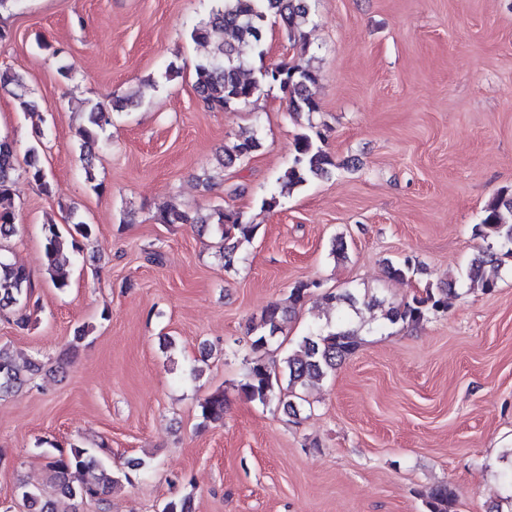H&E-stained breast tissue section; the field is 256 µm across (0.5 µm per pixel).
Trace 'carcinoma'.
<instances>
[{
    "instance_id": "obj_1",
    "label": "carcinoma",
    "mask_w": 512,
    "mask_h": 512,
    "mask_svg": "<svg viewBox=\"0 0 512 512\" xmlns=\"http://www.w3.org/2000/svg\"><path fill=\"white\" fill-rule=\"evenodd\" d=\"M212 2L207 19L193 26L190 37L194 41L213 45L211 55L195 65V87L209 110L222 111L230 105L250 104L259 89V81L251 75L240 46L245 45L253 54L263 57L267 21L275 17L279 19L289 44L299 48L300 53H305L307 42L303 26L310 20V9L309 0ZM260 74L285 93L289 112L311 115L318 111V104L310 93V86L317 81V73L310 66L284 61L261 70ZM0 88L12 89L17 108L23 113L39 107L26 78L18 72L0 70ZM132 103L134 97L130 95L110 106L99 102L91 105L85 125L77 131L86 174H91L92 159L99 143L98 132L111 125L113 111ZM322 139L318 131L296 137L294 154L277 179L279 190L264 201L266 207H276L279 197L331 174L335 162L319 145ZM259 147L260 141L253 135L226 145L221 165L231 167ZM17 172L16 147L12 141L1 138L0 202L11 198ZM24 174L43 189H48L47 174L35 147L27 151ZM156 221L160 224H199L211 230L220 239L218 253L226 269L234 266L240 245L250 241L255 231L254 225L243 221L241 213L226 212L222 207H214L209 213L201 214L169 203L159 210ZM19 232L20 225L16 224L13 210L0 205V240ZM94 232V226L82 220L72 222L65 230L53 223L42 226L43 261L54 288L64 291L69 287V259L65 252L80 251V240L89 238ZM478 232L486 241V247L470 261L465 283L471 289L491 292L495 283L493 278L484 274L485 266L501 262L503 256L512 257V198L491 201L483 210ZM453 285L455 282L450 279L446 288L429 286L424 293L399 304L388 303L367 291L362 295L351 290L330 293L325 299L336 308L344 304L354 311L360 303L370 309L377 307L382 319L387 322L416 328L428 321L430 316L448 309V292L452 291ZM317 287L319 284L315 282H299L290 289L288 304H269L259 322L248 328L252 349L260 351L266 348L277 334L283 332L290 313ZM32 291L33 284L26 270L0 253V311L15 312L17 324L23 328L31 323L28 307ZM359 336V329L342 316L334 324L328 321L323 326H317L288 351L280 372L272 371L260 358L252 360L240 384L241 392L246 398L263 405L277 398L285 408L291 409L293 405L291 401L283 399L284 394L304 389L335 371L355 351ZM284 381L287 382L285 386L282 385ZM24 383L22 370L15 364L8 346L0 345V395L19 389ZM198 408L206 421L224 419V392L216 390L205 396L198 402ZM46 467L51 472L55 497L46 496L39 488L21 486L19 498L28 512H60L56 508V499L64 498L75 503L95 499L108 493L119 482L110 467L91 455L88 449L78 446L70 447L67 452L60 449L58 453L47 456ZM426 512H456L454 491L446 484L432 487L427 495Z\"/></svg>"
}]
</instances>
